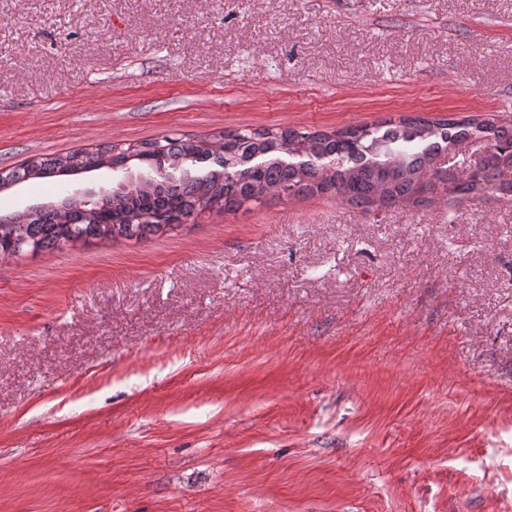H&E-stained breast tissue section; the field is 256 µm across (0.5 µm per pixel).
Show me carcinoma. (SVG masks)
Wrapping results in <instances>:
<instances>
[{
	"instance_id": "1",
	"label": "carcinoma",
	"mask_w": 512,
	"mask_h": 512,
	"mask_svg": "<svg viewBox=\"0 0 512 512\" xmlns=\"http://www.w3.org/2000/svg\"><path fill=\"white\" fill-rule=\"evenodd\" d=\"M473 130L487 135L490 154L483 166L463 177H439L443 192L501 191L505 185L497 181L500 168L512 166V126L468 116L406 117L397 123L351 126L330 134L243 129L225 133L218 143L167 138L119 152L110 147L100 153L33 159L1 175L0 187L104 164L125 169L131 158L149 170H160L167 163L183 176L97 199L66 198L24 216L0 218V258L90 239H141L182 225L198 210L229 211L271 193L279 197L334 193L364 210L414 203L439 156L468 139ZM285 155L302 161H287ZM210 158L217 169L200 176L191 173L192 166Z\"/></svg>"
}]
</instances>
